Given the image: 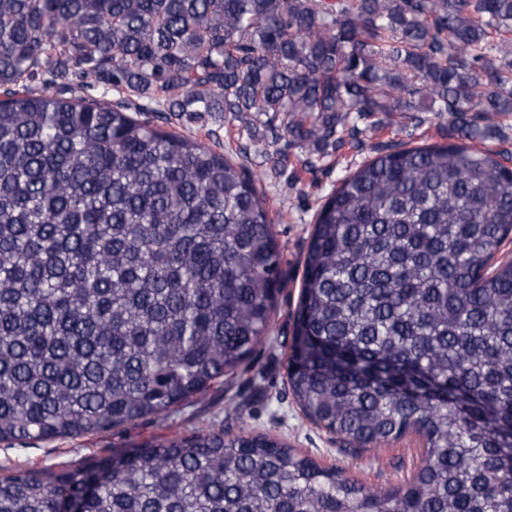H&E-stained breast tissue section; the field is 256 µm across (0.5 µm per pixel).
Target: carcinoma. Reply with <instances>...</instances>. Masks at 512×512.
I'll use <instances>...</instances> for the list:
<instances>
[{
  "instance_id": "obj_1",
  "label": "carcinoma",
  "mask_w": 512,
  "mask_h": 512,
  "mask_svg": "<svg viewBox=\"0 0 512 512\" xmlns=\"http://www.w3.org/2000/svg\"><path fill=\"white\" fill-rule=\"evenodd\" d=\"M512 0H0V442L98 436L234 378L288 271L258 184L359 146L378 115L448 113L324 195L287 359L305 417L357 456L419 434L365 485L213 422L85 469L0 478V512H512ZM253 114L284 149L163 129ZM242 142L248 145V157L251 162L249 166L252 165V167L261 165L265 161V152L272 153L275 148L279 147V145L271 144V135L265 133L262 127L258 128L253 141L243 139Z\"/></svg>"
}]
</instances>
